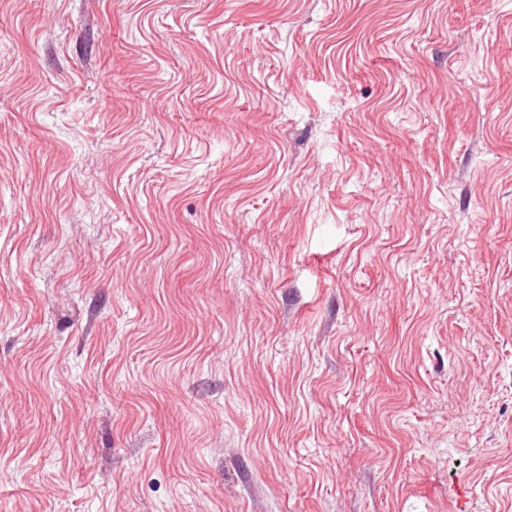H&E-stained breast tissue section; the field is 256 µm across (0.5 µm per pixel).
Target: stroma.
Here are the masks:
<instances>
[{"mask_svg": "<svg viewBox=\"0 0 512 512\" xmlns=\"http://www.w3.org/2000/svg\"><path fill=\"white\" fill-rule=\"evenodd\" d=\"M0 512H512V0H0Z\"/></svg>", "mask_w": 512, "mask_h": 512, "instance_id": "stroma-1", "label": "stroma"}]
</instances>
